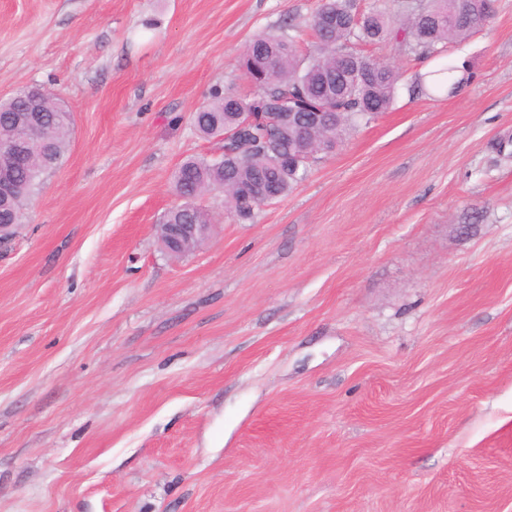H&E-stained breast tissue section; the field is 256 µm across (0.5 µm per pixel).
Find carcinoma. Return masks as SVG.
I'll use <instances>...</instances> for the list:
<instances>
[{"instance_id": "1", "label": "carcinoma", "mask_w": 512, "mask_h": 512, "mask_svg": "<svg viewBox=\"0 0 512 512\" xmlns=\"http://www.w3.org/2000/svg\"><path fill=\"white\" fill-rule=\"evenodd\" d=\"M493 0H397V20L373 5L361 12L355 0H322L309 27L315 48L307 55L298 52L293 37L284 33L263 32L252 38L239 58V67L253 86V95L241 97L232 91L217 93L192 115L197 132L204 137L238 128V113L261 112L263 121L242 130L227 142L224 168L217 171L210 158L184 160L174 178L182 202L163 216L165 224H207L209 214L197 200L212 191L224 193V205L238 219L249 220L265 199H244L253 186L279 199L291 192L308 173L311 146L318 131L335 144L347 131L369 122L387 111L397 95L401 79L399 68L360 54L362 42H392L407 57L415 60L442 58L448 44L478 33L492 16ZM331 16L338 24L326 30L322 18ZM458 66L450 63L429 72L433 86L457 90L462 82L447 83ZM26 90L0 100V138L13 133V116L26 104ZM289 102L307 116L320 114L313 127L307 122L283 131L274 125L272 112L277 104ZM41 124L32 135L44 146L17 173L23 193L12 204L16 224L24 223L25 210L46 172L59 166L69 148L71 113L44 91ZM300 157L299 167L278 163L280 155Z\"/></svg>"}]
</instances>
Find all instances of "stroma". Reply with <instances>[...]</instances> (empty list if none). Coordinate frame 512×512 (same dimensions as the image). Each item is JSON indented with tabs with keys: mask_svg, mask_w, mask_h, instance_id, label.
Instances as JSON below:
<instances>
[{
	"mask_svg": "<svg viewBox=\"0 0 512 512\" xmlns=\"http://www.w3.org/2000/svg\"><path fill=\"white\" fill-rule=\"evenodd\" d=\"M321 0H0V99L70 147L0 245V512H512V0L469 80L348 131L287 196L175 258L193 113Z\"/></svg>",
	"mask_w": 512,
	"mask_h": 512,
	"instance_id": "35a3bbf8",
	"label": "stroma"
}]
</instances>
